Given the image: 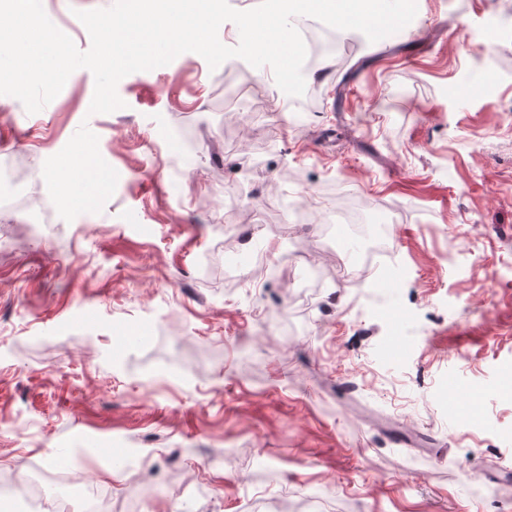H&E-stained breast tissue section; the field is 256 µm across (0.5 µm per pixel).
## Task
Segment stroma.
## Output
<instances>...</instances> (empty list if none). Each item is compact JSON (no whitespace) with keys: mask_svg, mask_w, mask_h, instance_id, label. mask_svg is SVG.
<instances>
[{"mask_svg":"<svg viewBox=\"0 0 512 512\" xmlns=\"http://www.w3.org/2000/svg\"><path fill=\"white\" fill-rule=\"evenodd\" d=\"M107 5L43 0L83 51ZM417 7L306 74L301 117L193 52L107 114L89 72L35 114L0 95L45 200L0 213V476L81 473L118 512H512V0ZM347 198L399 215L397 279L357 287Z\"/></svg>","mask_w":512,"mask_h":512,"instance_id":"35a3bbf8","label":"stroma"}]
</instances>
